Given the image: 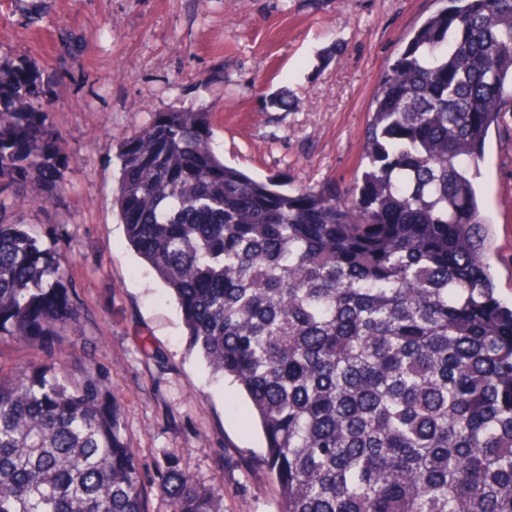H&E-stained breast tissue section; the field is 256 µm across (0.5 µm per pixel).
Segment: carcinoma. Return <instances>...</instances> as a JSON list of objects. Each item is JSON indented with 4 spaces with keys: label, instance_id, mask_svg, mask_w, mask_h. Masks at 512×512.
<instances>
[{
    "label": "carcinoma",
    "instance_id": "cac0c4a2",
    "mask_svg": "<svg viewBox=\"0 0 512 512\" xmlns=\"http://www.w3.org/2000/svg\"><path fill=\"white\" fill-rule=\"evenodd\" d=\"M452 2L382 74L341 196L226 165L205 111L119 143L127 242L245 393L281 512H512V305L475 182L512 102V0ZM64 145L46 90L0 68V340L49 354L79 297L64 236L42 242L17 210L64 190ZM119 415L94 365L0 373V512H148ZM157 479L167 512H224L175 450Z\"/></svg>",
    "mask_w": 512,
    "mask_h": 512
}]
</instances>
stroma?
I'll list each match as a JSON object with an SVG mask.
<instances>
[{
	"mask_svg": "<svg viewBox=\"0 0 512 512\" xmlns=\"http://www.w3.org/2000/svg\"><path fill=\"white\" fill-rule=\"evenodd\" d=\"M442 0H0V65L26 66L66 136L65 189L24 206L35 232L67 234L80 318L62 348L73 376L109 375L150 512H166L157 460L177 450L224 512H280L247 402L191 351L178 306L129 249L112 195L116 146L158 112L212 113L226 164L286 188L344 191L364 165L378 80ZM285 103L269 106L270 94ZM476 183L492 264L512 300V104L492 126Z\"/></svg>",
	"mask_w": 512,
	"mask_h": 512,
	"instance_id": "1",
	"label": "stroma"
}]
</instances>
